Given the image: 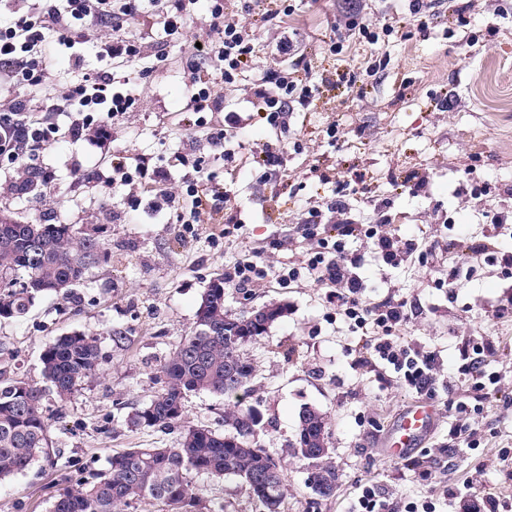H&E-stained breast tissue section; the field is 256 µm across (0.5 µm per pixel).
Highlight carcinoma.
I'll use <instances>...</instances> for the list:
<instances>
[{
  "label": "carcinoma",
  "instance_id": "carcinoma-1",
  "mask_svg": "<svg viewBox=\"0 0 512 512\" xmlns=\"http://www.w3.org/2000/svg\"><path fill=\"white\" fill-rule=\"evenodd\" d=\"M108 259L93 236L76 238L66 224H6L0 226V317L25 313L38 294L67 297L89 270ZM246 311L224 307V279L211 283L202 298L196 325L161 365L163 387L130 416L139 428H167L180 418L186 396L208 391L236 398L224 410V433L207 426L187 429L172 448H127L112 455L109 469L93 483L65 492L54 512H119L133 501L152 500L193 506V477H233L263 512H280L284 474L280 459L254 435L253 406L239 400L248 389L254 365L244 348L256 340L238 335ZM100 357L99 338L74 333L63 336L43 353V376L57 399L67 400L93 376ZM45 390L22 381L0 385V480L24 471L52 447L48 418L43 412ZM294 453L309 458L324 448L326 422L322 413L306 408L300 415ZM310 488L327 498L336 487L331 461L308 477Z\"/></svg>",
  "mask_w": 512,
  "mask_h": 512
}]
</instances>
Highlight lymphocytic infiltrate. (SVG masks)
I'll return each instance as SVG.
<instances>
[{"mask_svg": "<svg viewBox=\"0 0 512 512\" xmlns=\"http://www.w3.org/2000/svg\"><path fill=\"white\" fill-rule=\"evenodd\" d=\"M197 3L198 0H0V10L10 16L9 22L0 24V85L15 92L8 113L0 116V158L20 164L29 152L47 148L55 125L47 118L31 115V94L45 81L57 52L66 53L72 69L80 72L82 78L61 87L51 111L69 113L70 130L78 137L89 126V113H106V120L98 124L99 130H106L108 118L126 112L135 98L113 89L111 70L87 69L83 50L87 30L98 33L95 45L98 59L130 63L140 57L141 46L122 37L125 23L132 20L149 23L156 19L163 32L172 35L194 21ZM204 23L207 38L202 46L203 56L216 59L218 65L213 69L196 66L190 71L189 107L203 114L223 111L224 97L215 88L234 83L238 73L248 67L255 37L252 22L225 13L224 0H209ZM255 94L265 105L267 123L284 128L296 108L310 105L313 88L298 77L267 74L258 79ZM181 164L186 170L187 189L195 198L190 213H177V220L197 224L207 211L216 223L222 224L224 235L239 230L242 220L234 213L223 189L199 188L201 158L189 153L182 156ZM108 183L113 194L119 195L122 204L130 208L139 204L137 195L130 191L134 185L163 186L162 199L170 207L180 198L178 189L167 186L164 172L150 168L139 157L131 162L123 156L113 160ZM333 209L340 215L337 222H329L322 212L312 210L300 224L301 236L311 243L306 259L279 270L263 261L241 258L225 270V283L245 295L269 278L288 284L310 274L319 283H331L329 303L349 321L353 330L368 336V347L376 360L393 367L407 386L419 392L430 391L434 355L397 341L401 327L409 319L407 301L364 304L363 284L348 274L349 266L356 264L357 259L346 249L347 238L363 232L391 258L396 246L390 232L383 224H371L363 229L343 219V201H336Z\"/></svg>", "mask_w": 512, "mask_h": 512, "instance_id": "obj_1", "label": "lymphocytic infiltrate"}]
</instances>
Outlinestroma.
I'll list each match as a JSON object with an SVG mask.
<instances>
[{"instance_id":"35a3bbf8","label":"stroma","mask_w":512,"mask_h":512,"mask_svg":"<svg viewBox=\"0 0 512 512\" xmlns=\"http://www.w3.org/2000/svg\"><path fill=\"white\" fill-rule=\"evenodd\" d=\"M286 21L264 23L256 33L253 65L224 86V109L243 118L214 147L198 115L187 108L188 74L205 36L194 23L156 42L135 22L123 35L142 44L140 60L114 66L112 75L136 98L128 112L112 118L111 139L92 132L69 134L67 113L52 146L35 159L51 172L46 203L11 195L15 165L0 161V210L21 221L51 219L71 225L77 236H93L110 258L93 269L69 298L39 296L19 319L0 318V380L43 384L42 354L54 339L73 332L100 338L102 357L95 375L66 403L49 397L44 412L52 423L51 456L0 480V512H53L66 490L93 480L109 467L112 453L137 445L177 446L190 427H224L225 400L208 392L190 394L172 427L139 429L129 416L162 388L160 366L192 330L210 281L224 266L257 255L275 266L304 259L310 241L297 232L308 210L326 209L337 182L348 181V216L355 224L389 220L393 236L431 249L432 262L405 260L386 265L363 236L346 247L364 254L349 273L361 280L363 299L380 303L406 299L413 316L400 332L402 344L435 352L434 403L437 428L424 449L415 450L435 478L420 485L406 461L387 457L380 439L406 406L419 400L393 370H382L367 355L365 338L337 316L326 301L327 286L304 277L283 286L270 280L250 295L225 287L226 308L239 312L274 303L286 312L246 349L256 366L248 404L263 416L261 444L284 468L282 512H352L358 486L376 483L395 512L405 504L431 500L436 512H475L493 491L512 498V320L493 315L498 300L512 292L500 265L454 242L453 225H465L471 241H483L498 217L507 223L493 243L512 253V0H436L433 14L418 23L409 0H288ZM372 36L357 37L352 18ZM294 30L312 71L335 70L319 85L313 103L291 115L287 130L274 131L253 93L267 71L295 72L275 46L283 29ZM343 40V50L330 45ZM151 70L143 78V70ZM288 142L287 171L263 176L254 161L264 145ZM194 153L205 172L235 199L242 227L214 236L210 224L194 229L176 221L172 209L155 210L159 196L140 192L138 209H119L107 183L113 156H139L181 185L178 158ZM366 175L362 184L353 173ZM477 190L471 200L467 191ZM452 279V288L437 280ZM124 335L114 342L111 331ZM495 341L485 369L500 378L481 411L458 419L447 400L472 402L459 367L464 344ZM326 418L327 446L338 474L333 496L313 494L309 460L287 453L303 407ZM476 430L479 448L465 442L448 447L451 424ZM196 512H262L239 481L197 476ZM467 486L463 498L447 490Z\"/></svg>"}]
</instances>
